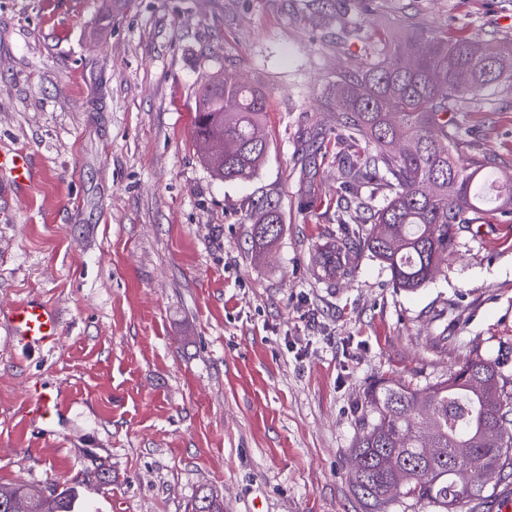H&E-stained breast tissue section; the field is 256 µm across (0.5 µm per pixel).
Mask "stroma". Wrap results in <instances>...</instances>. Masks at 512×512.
Here are the masks:
<instances>
[{
	"label": "stroma",
	"instance_id": "obj_1",
	"mask_svg": "<svg viewBox=\"0 0 512 512\" xmlns=\"http://www.w3.org/2000/svg\"><path fill=\"white\" fill-rule=\"evenodd\" d=\"M424 30L512 38V0H0V151L38 173L28 191L0 173V309L42 299L63 320L38 348L0 326V485L75 488V512H190L206 489L224 512H364L351 449L374 380L424 385L475 356L512 380L505 217L413 292L369 255L331 279L314 258L350 149L329 89ZM223 71L267 97L247 181L216 179L194 136ZM449 118L459 164L512 173V83ZM265 199L270 248L250 220ZM41 393L64 404L47 421ZM283 232V219L278 204L266 199L258 206L253 236L265 245L274 244Z\"/></svg>",
	"mask_w": 512,
	"mask_h": 512
}]
</instances>
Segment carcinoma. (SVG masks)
<instances>
[{
	"label": "carcinoma",
	"mask_w": 512,
	"mask_h": 512,
	"mask_svg": "<svg viewBox=\"0 0 512 512\" xmlns=\"http://www.w3.org/2000/svg\"><path fill=\"white\" fill-rule=\"evenodd\" d=\"M500 52L497 44L421 32L336 78L337 129L358 147L340 159L344 188L382 184L391 197L378 209L344 199L340 233L317 248L324 273H345L351 256L367 252L386 265L394 287L414 291L456 251L469 225L489 211L512 216V176L497 173L484 157L458 165L452 144L460 130L448 123L464 100L512 81V70L493 68ZM266 105L259 85L230 74L200 90L196 142L221 179L246 180L264 161ZM282 232L278 204L262 202L254 238L272 245ZM499 368L476 357L421 388L388 378L374 383L353 448L361 468L352 473V486L366 512H387L400 498L434 512L492 498L495 493L469 483L476 459L501 467L499 483L512 479V390ZM15 493L27 512H74L77 499L73 490L47 494L27 485ZM192 512H224V504L203 491Z\"/></svg>",
	"instance_id": "obj_1"
}]
</instances>
